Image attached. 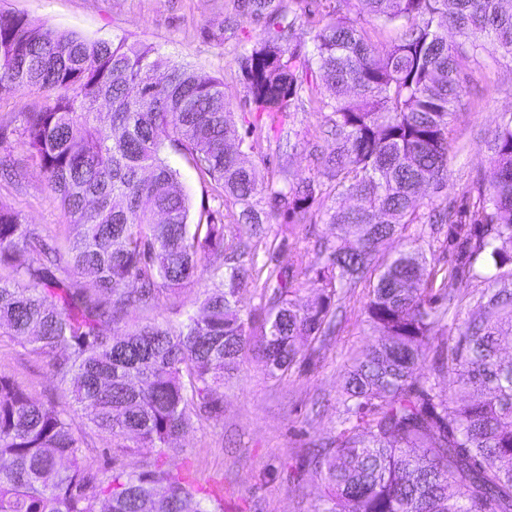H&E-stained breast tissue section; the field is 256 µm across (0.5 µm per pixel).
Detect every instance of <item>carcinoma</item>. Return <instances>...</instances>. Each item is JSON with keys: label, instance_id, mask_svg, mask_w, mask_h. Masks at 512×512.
<instances>
[{"label": "carcinoma", "instance_id": "1", "mask_svg": "<svg viewBox=\"0 0 512 512\" xmlns=\"http://www.w3.org/2000/svg\"><path fill=\"white\" fill-rule=\"evenodd\" d=\"M356 2L399 38L380 49L357 21L332 13L310 32L312 68L287 47L297 17L281 0H234L265 28L247 57L254 110L273 119L328 111L335 146L296 185L245 166L223 79L136 43L0 14V96L55 93L25 113L20 144L68 228L50 247L0 205V336L48 358L75 404L39 403L0 373V512H224V498L165 459L195 423L221 419L224 376L252 358L270 376L309 358L298 339L329 335L338 289L362 282L374 339L342 375L336 436L308 461L326 490L315 512H512V114L492 133L477 195L448 203L462 74L481 56H512V9L503 0ZM169 148L240 207L237 223L254 236L280 216L310 223L325 181L351 201L326 211L325 260L303 272L313 303L297 299L294 273L275 268L253 327L238 294L255 260H243L212 213L191 222ZM426 223L460 240L444 273L405 236ZM394 237L400 248L379 259ZM215 250L228 262L221 274L203 265ZM461 283L478 286L464 317L437 306L453 304ZM188 285L198 309L175 322L150 317L165 292ZM132 312L141 320L113 334ZM86 421L156 458L137 471L88 467Z\"/></svg>", "mask_w": 512, "mask_h": 512}]
</instances>
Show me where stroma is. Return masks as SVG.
Returning <instances> with one entry per match:
<instances>
[{"label":"stroma","mask_w":512,"mask_h":512,"mask_svg":"<svg viewBox=\"0 0 512 512\" xmlns=\"http://www.w3.org/2000/svg\"><path fill=\"white\" fill-rule=\"evenodd\" d=\"M0 12L18 13L63 32L90 40H119L155 48L174 63L203 69L223 78L228 120L237 130L258 122L261 134L246 151V165L273 180L298 183L312 177V144L329 150L322 132L325 118L313 109L295 112L289 126L294 138L271 130L249 101L246 58L264 36L262 24L236 16L232 0H0ZM43 94L30 89L0 97V156L24 160L22 179L0 178V204L19 212L47 242H62L66 226L40 168L25 161L20 147L24 114ZM512 113V60L484 58L469 64L465 90L452 127L448 155L449 198L462 199L484 178L489 153L485 146L503 114ZM168 163L180 173L192 215L219 210L214 184L186 160L167 151ZM262 239L243 237L242 247L268 267L299 268L317 263L318 241L331 233L322 213L309 224H269ZM364 286L340 292L333 335L318 341L319 362L296 366L284 376L267 377L254 364L244 365L219 394L224 414L219 422L196 424L182 439L181 453L169 455L172 469H191L200 487L224 490V512H314L325 489L305 462L314 447L334 436L338 417L337 385L351 351L364 348L370 330L365 323ZM0 373L29 395L64 409L73 400L52 375L47 359L28 353L16 341L0 336ZM84 457L93 468L117 463L140 469L155 449L124 451L119 441L92 426L81 428Z\"/></svg>","instance_id":"35a3bbf8"}]
</instances>
